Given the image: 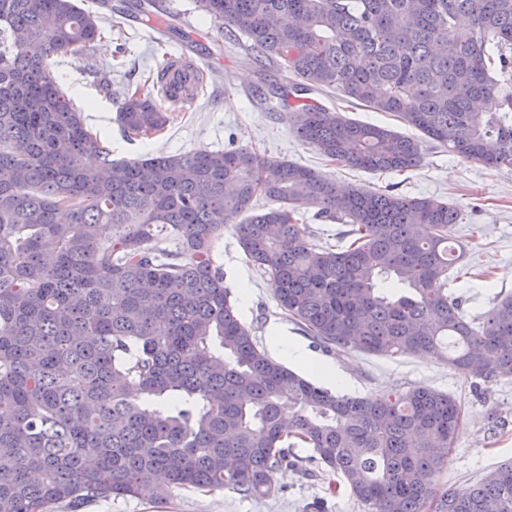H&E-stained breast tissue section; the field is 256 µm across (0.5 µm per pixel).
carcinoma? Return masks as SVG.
I'll use <instances>...</instances> for the list:
<instances>
[{
    "instance_id": "obj_1",
    "label": "carcinoma",
    "mask_w": 512,
    "mask_h": 512,
    "mask_svg": "<svg viewBox=\"0 0 512 512\" xmlns=\"http://www.w3.org/2000/svg\"><path fill=\"white\" fill-rule=\"evenodd\" d=\"M198 3L246 47L259 83L286 81L289 124L323 157L401 172L424 145L301 93L394 113L512 171V0ZM130 7L161 11L160 0ZM101 34L74 0H0V512L264 495L282 466L327 477L367 512H512V463L439 486L463 419L454 395L350 396L286 368L241 320L213 255L233 226L277 306L327 348L437 354L488 386L512 380V294L472 317L448 293L460 209L347 189L246 148L114 160L48 68ZM117 120L131 141L169 116L128 90ZM308 205L347 226L343 244L312 242ZM300 445L312 454L295 456Z\"/></svg>"
}]
</instances>
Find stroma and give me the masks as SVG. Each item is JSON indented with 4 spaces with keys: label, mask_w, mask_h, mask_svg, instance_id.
Here are the masks:
<instances>
[{
    "label": "stroma",
    "mask_w": 512,
    "mask_h": 512,
    "mask_svg": "<svg viewBox=\"0 0 512 512\" xmlns=\"http://www.w3.org/2000/svg\"><path fill=\"white\" fill-rule=\"evenodd\" d=\"M163 2L165 9L156 20L126 17L122 28L104 31L93 46L55 59L53 71L62 91L81 108L88 130L111 141L113 158L241 147L306 165L344 187L390 188L408 196L448 199L463 214L450 235L465 248L457 266L462 277L449 281V292L463 299L472 316L486 311L498 296L512 294V171L467 161L435 142L427 143L421 166L401 173L373 174L328 161L295 137L285 109L257 97L251 55L228 47L196 0ZM174 54L213 69V76L193 107L174 113L163 131L143 141L127 140L115 121L118 100L130 85L151 91L149 74ZM104 76L111 83L107 92L99 86ZM214 254L229 288L246 284L248 293L237 296L236 306L242 320L255 326L260 344L270 346L278 334L301 344L316 365L335 369L340 393L365 397L426 385L460 400L464 417L442 486L474 483L502 462H512V380L476 388L436 357L326 351L279 314L269 277L244 261L232 228H225ZM494 410L507 415V428L491 421ZM272 487L274 492L267 497H245L230 489L182 491L159 504L116 497L84 512H317L313 509L317 503L322 506L318 512H366L348 493L332 494L326 481L305 478L285 467L274 472Z\"/></svg>",
    "instance_id": "1"
}]
</instances>
